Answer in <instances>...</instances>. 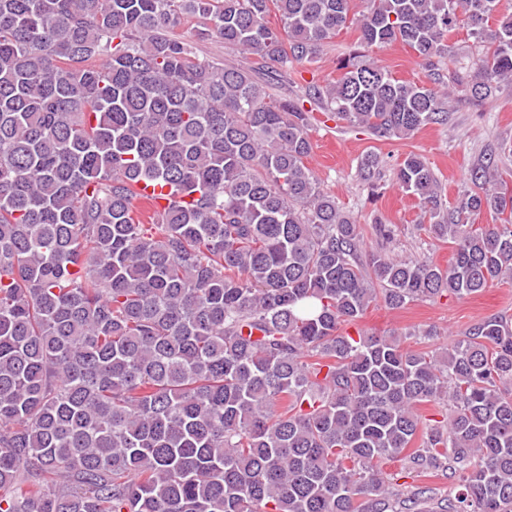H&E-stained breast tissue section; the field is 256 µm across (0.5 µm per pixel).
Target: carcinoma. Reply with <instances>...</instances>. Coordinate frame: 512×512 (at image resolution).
Returning a JSON list of instances; mask_svg holds the SVG:
<instances>
[{"mask_svg":"<svg viewBox=\"0 0 512 512\" xmlns=\"http://www.w3.org/2000/svg\"><path fill=\"white\" fill-rule=\"evenodd\" d=\"M189 17L258 66L197 58ZM353 26L434 82L357 50L294 97L256 78ZM462 31L479 52L449 85ZM510 84L512 0H0V512H424L435 489L403 495L393 458L453 482L433 512H512V319L431 350L347 331L512 279V189L489 160L447 205L404 154L452 255L394 259L307 166L304 107L403 140ZM383 163L357 166L373 196ZM142 183L175 192L149 225ZM373 56H377L381 60V64L396 78L429 84L430 72L419 64L411 52L402 45L396 44L383 52L375 51Z\"/></svg>","mask_w":512,"mask_h":512,"instance_id":"cac0c4a2","label":"carcinoma"}]
</instances>
